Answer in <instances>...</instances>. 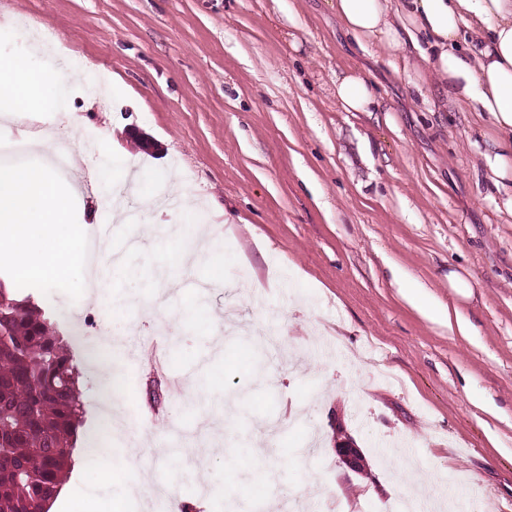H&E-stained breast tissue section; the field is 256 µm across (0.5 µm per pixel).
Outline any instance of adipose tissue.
Instances as JSON below:
<instances>
[{
    "mask_svg": "<svg viewBox=\"0 0 512 512\" xmlns=\"http://www.w3.org/2000/svg\"><path fill=\"white\" fill-rule=\"evenodd\" d=\"M336 14L358 43L388 50L393 69L428 65L416 91L439 98L491 123L486 163L495 188H512V0H336ZM62 76L18 57L0 56V103L14 112L62 107ZM347 112H367L377 95L362 74L336 80Z\"/></svg>",
    "mask_w": 512,
    "mask_h": 512,
    "instance_id": "ef3b65f1",
    "label": "adipose tissue"
}]
</instances>
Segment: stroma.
Returning <instances> with one entry per match:
<instances>
[{"label":"stroma","instance_id":"1","mask_svg":"<svg viewBox=\"0 0 512 512\" xmlns=\"http://www.w3.org/2000/svg\"><path fill=\"white\" fill-rule=\"evenodd\" d=\"M0 53L53 73L83 62L66 111L0 119V142L64 126L69 174L95 194L136 169L141 197L181 186L195 202L118 223L122 260L99 298L34 294L63 336L80 323L166 340L163 368L139 351L112 411L138 438L177 425L181 445L209 453L184 466L143 453L107 486L86 457V512L116 500L153 512L124 491L150 479L199 512L223 500L281 512L291 495L307 512H381L415 493L419 512H512V213L488 189L469 112L419 95L330 0H0ZM351 69L374 85L375 112L338 106L336 76ZM206 233L211 259L177 264ZM128 296L164 306L142 320ZM268 331L280 349L262 345ZM69 349L94 440L112 379ZM347 440L362 472L339 461Z\"/></svg>","mask_w":512,"mask_h":512}]
</instances>
